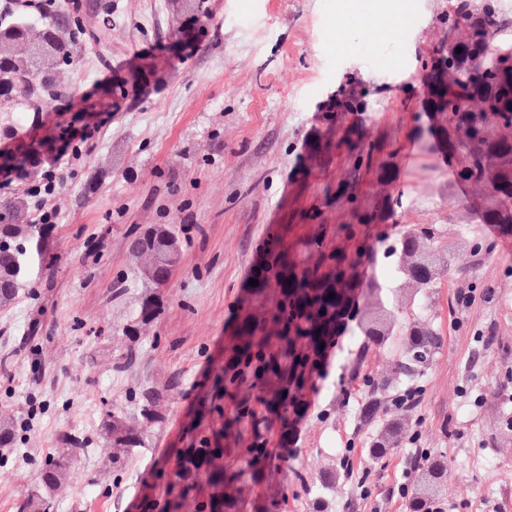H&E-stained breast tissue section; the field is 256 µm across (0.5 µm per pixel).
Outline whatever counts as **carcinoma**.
I'll list each match as a JSON object with an SVG mask.
<instances>
[{"mask_svg":"<svg viewBox=\"0 0 512 512\" xmlns=\"http://www.w3.org/2000/svg\"><path fill=\"white\" fill-rule=\"evenodd\" d=\"M448 20L466 23L468 36L458 43L461 52L452 47L439 59L432 83L440 89L429 108L441 114L439 135L454 155L457 180L486 187L484 222L512 230V205H507L512 202V137L491 129L512 125V84L505 85L501 77L512 45L496 44L499 20L488 5L476 10L471 0H448ZM85 37L82 19L74 11L34 16L8 2L0 6L5 135H12L17 124L36 123L37 117L28 112L29 101L55 95L61 72L75 61ZM111 94L106 90L91 96L80 111L62 113L43 134L16 141L10 152L0 154V169L36 173L31 158L52 154L84 118L110 107ZM30 211L31 203L23 197L0 203V305L14 301L57 262L48 243L51 225L31 223ZM348 240L350 249L344 251L327 247L318 236L303 243L300 255L269 252L255 290L261 298L274 289V306L263 316H245L228 346L230 361L217 378V392L237 397L235 409L224 417L223 429L201 432L181 449L172 490L161 501L144 502L145 512H180L189 499L194 512H237V499L230 493L240 480L235 461H251L254 475H259L268 459L265 432H290L307 408L310 388L328 379V353L347 328L361 337V353L383 346L393 353L390 373L378 378L360 375L359 358L345 366L349 382L360 381L361 422L379 423L370 454L380 460L403 441L413 440L406 435L407 421L418 408V381L430 368L441 338L415 319L395 318L389 282L406 287L416 298L436 287L450 261L446 236L437 224H409L380 251L366 247L354 231ZM131 248L140 274L154 287H165L179 254L162 238L146 233L134 236ZM367 262L372 265L368 278L363 276ZM136 410L138 427L116 413L107 412L100 420V434L116 449L115 467L145 444L144 426L161 418V393L143 388ZM60 445L42 471V488L24 504L31 512L49 510V492L69 477L74 456L87 449L84 438L71 433L62 435ZM223 457L227 464L215 465ZM414 468L422 471V478L410 486L409 512H429L447 491L448 462L424 456ZM203 472L206 492L197 486Z\"/></svg>","mask_w":512,"mask_h":512,"instance_id":"obj_1","label":"carcinoma"}]
</instances>
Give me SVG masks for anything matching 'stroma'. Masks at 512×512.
<instances>
[{
	"mask_svg": "<svg viewBox=\"0 0 512 512\" xmlns=\"http://www.w3.org/2000/svg\"><path fill=\"white\" fill-rule=\"evenodd\" d=\"M88 37L59 113L117 85L141 58L158 66L137 90L115 95L80 159L60 154L65 180L51 246L57 265L0 306V416L14 440L0 447V512H17L41 480L59 438L89 439L51 512H143L162 495L178 451L200 418L225 345L257 299L256 278L272 246L297 251L371 214L363 233L406 224L447 228L454 263L419 307L400 302L442 337L421 380L416 444L382 460L369 453L361 394L317 384L296 431L295 455L271 433L261 482L239 483V512L287 496L286 512H409L399 486L415 449L448 460L450 512H512V234L483 221L481 189L458 183L429 127L426 91L435 52L463 40L448 0H414L401 36L351 33L342 0H78ZM169 225L181 260L165 288L142 279L132 231ZM150 321L134 311L148 294ZM471 303H462V294ZM133 362L116 368L119 355ZM165 407L147 447L120 470L106 463L103 413L133 415L145 386ZM484 395L481 405L462 388ZM349 471L321 496L320 469ZM369 497H361L359 479Z\"/></svg>",
	"mask_w": 512,
	"mask_h": 512,
	"instance_id": "35a3bbf8",
	"label": "stroma"
}]
</instances>
